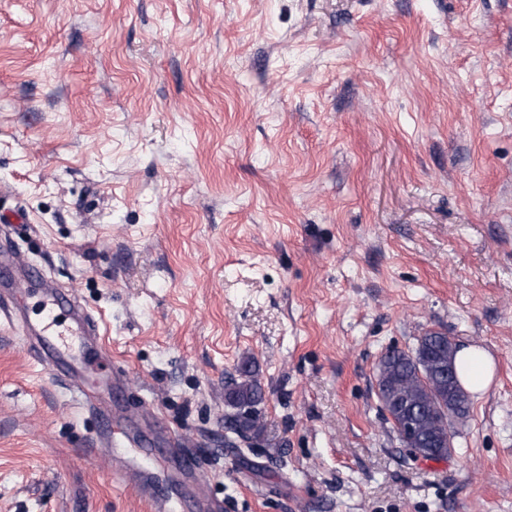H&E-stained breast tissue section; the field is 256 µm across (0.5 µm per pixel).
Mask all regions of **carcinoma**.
Instances as JSON below:
<instances>
[{
    "mask_svg": "<svg viewBox=\"0 0 512 512\" xmlns=\"http://www.w3.org/2000/svg\"><path fill=\"white\" fill-rule=\"evenodd\" d=\"M450 374L456 375L454 354L448 353V336L442 331H427L414 348L389 349L380 357L378 401H401L399 407H388V421L399 434L407 421L416 424V437L406 445L409 453L435 460L448 457V446L435 440L448 422ZM224 403L229 408L228 429L237 439L247 442L262 433L264 394L250 365L225 387Z\"/></svg>",
    "mask_w": 512,
    "mask_h": 512,
    "instance_id": "carcinoma-1",
    "label": "carcinoma"
}]
</instances>
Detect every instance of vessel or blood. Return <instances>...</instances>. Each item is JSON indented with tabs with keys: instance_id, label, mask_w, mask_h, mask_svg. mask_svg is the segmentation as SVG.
<instances>
[{
	"instance_id": "obj_1",
	"label": "vessel or blood",
	"mask_w": 512,
	"mask_h": 512,
	"mask_svg": "<svg viewBox=\"0 0 512 512\" xmlns=\"http://www.w3.org/2000/svg\"><path fill=\"white\" fill-rule=\"evenodd\" d=\"M20 284L37 290L38 318L21 309L14 295ZM0 311L19 321L33 358L57 376L72 380L82 370L93 374L112 358L95 316L65 289L47 284L42 271L8 238L0 241Z\"/></svg>"
}]
</instances>
